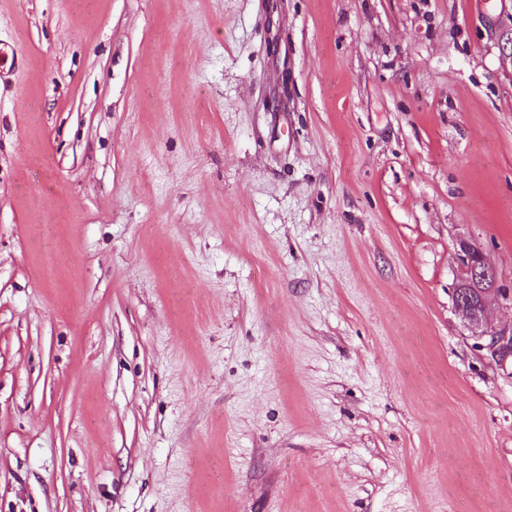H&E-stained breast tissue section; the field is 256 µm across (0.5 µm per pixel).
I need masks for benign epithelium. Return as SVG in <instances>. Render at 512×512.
<instances>
[{"label":"benign epithelium","mask_w":512,"mask_h":512,"mask_svg":"<svg viewBox=\"0 0 512 512\" xmlns=\"http://www.w3.org/2000/svg\"><path fill=\"white\" fill-rule=\"evenodd\" d=\"M508 24L502 26L498 39V48L502 67L512 72V12L506 14ZM459 282L469 284L479 289V312L471 308L470 297L453 293L455 309L472 326H480L486 321L487 297L493 293H501L503 289L497 287V272L487 255L475 245L461 241L457 249ZM483 348L491 357L501 363L512 360V329H502L490 334Z\"/></svg>","instance_id":"1"}]
</instances>
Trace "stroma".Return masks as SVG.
<instances>
[{"mask_svg": "<svg viewBox=\"0 0 512 512\" xmlns=\"http://www.w3.org/2000/svg\"><path fill=\"white\" fill-rule=\"evenodd\" d=\"M500 0H0V512H512ZM459 282L470 284L473 288H478L479 309L476 314L471 308L469 295L453 293V304L455 309L462 314L471 326H481L486 321L487 297L493 293H502V288L497 286V272L487 255L475 245L460 241L457 249ZM481 337L488 336L489 339L483 345L492 358H495L501 363L507 362L509 359L512 362V329H502L498 332L491 334H482Z\"/></svg>", "mask_w": 512, "mask_h": 512, "instance_id": "1", "label": "stroma"}]
</instances>
